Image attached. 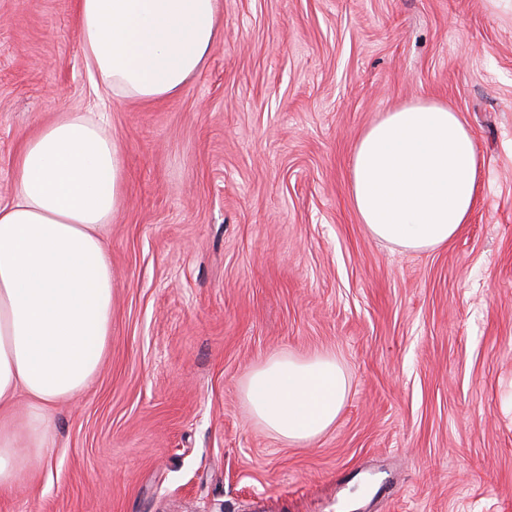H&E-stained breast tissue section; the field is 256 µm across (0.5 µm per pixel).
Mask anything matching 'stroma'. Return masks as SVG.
Here are the masks:
<instances>
[{
	"label": "stroma",
	"instance_id": "35a3bbf8",
	"mask_svg": "<svg viewBox=\"0 0 512 512\" xmlns=\"http://www.w3.org/2000/svg\"><path fill=\"white\" fill-rule=\"evenodd\" d=\"M219 24L141 104L96 87L76 0H0V202L60 113H100L124 159L105 362L0 512H512V0H219ZM419 99L483 160L468 224L424 254L349 193L360 133ZM283 352L348 378L307 443L242 397Z\"/></svg>",
	"mask_w": 512,
	"mask_h": 512
}]
</instances>
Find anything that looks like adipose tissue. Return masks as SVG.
<instances>
[{
  "label": "adipose tissue",
  "mask_w": 512,
  "mask_h": 512,
  "mask_svg": "<svg viewBox=\"0 0 512 512\" xmlns=\"http://www.w3.org/2000/svg\"><path fill=\"white\" fill-rule=\"evenodd\" d=\"M86 67L122 99L177 94L218 37L217 0H77ZM480 160L450 106L419 100L383 113L360 135L350 196L361 224L413 252L435 250L468 223ZM119 147L94 119L70 112L20 151L14 195L0 203V492L45 457L53 413L96 376L112 334L106 244L123 177ZM348 382L335 358H268L243 397L288 443L336 421Z\"/></svg>",
  "instance_id": "1"
}]
</instances>
